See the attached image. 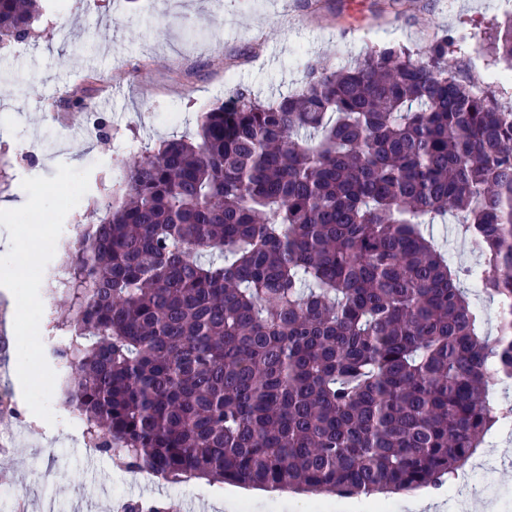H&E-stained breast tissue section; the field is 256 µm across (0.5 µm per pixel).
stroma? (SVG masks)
<instances>
[{
	"instance_id": "stroma-1",
	"label": "stroma",
	"mask_w": 512,
	"mask_h": 512,
	"mask_svg": "<svg viewBox=\"0 0 512 512\" xmlns=\"http://www.w3.org/2000/svg\"><path fill=\"white\" fill-rule=\"evenodd\" d=\"M34 34L17 52L0 45V203L26 199L29 177H51L58 165L90 169L89 190L66 216L62 239L97 223L99 206L123 175L130 154L175 136H194L205 107L245 88L268 101L296 90L307 61L342 68L372 49L418 53L435 36L455 42L448 70L483 83L479 63L504 66L490 45L512 0H44ZM84 90L91 109L120 142L90 131L65 101ZM424 232L454 267L480 253L456 222ZM0 395L17 417L0 416V431L18 444L0 449V488L25 489V512H124L129 502L186 512L203 502L225 512L224 487L192 479L135 483L84 437L82 424L52 399L48 425L23 401L15 379L16 337H0ZM462 484L437 489V512H512V428L488 433L461 471ZM250 512H338L340 497L248 489Z\"/></svg>"
}]
</instances>
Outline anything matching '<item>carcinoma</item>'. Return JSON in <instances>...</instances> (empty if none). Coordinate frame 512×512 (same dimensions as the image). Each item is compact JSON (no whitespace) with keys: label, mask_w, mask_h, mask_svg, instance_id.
<instances>
[{"label":"carcinoma","mask_w":512,"mask_h":512,"mask_svg":"<svg viewBox=\"0 0 512 512\" xmlns=\"http://www.w3.org/2000/svg\"><path fill=\"white\" fill-rule=\"evenodd\" d=\"M39 0H0L25 39ZM446 36L245 89L126 165L66 250L67 410L99 453L178 483L339 497L437 488L508 413L512 312H483L421 226L456 215L463 271L512 302V107L448 74ZM493 54L512 61V20ZM468 296L470 301L484 313V334L491 337L497 336L501 319V309L497 301L478 292H470Z\"/></svg>","instance_id":"1"}]
</instances>
